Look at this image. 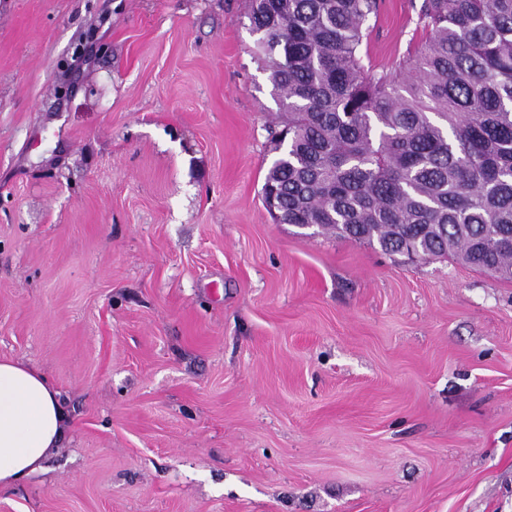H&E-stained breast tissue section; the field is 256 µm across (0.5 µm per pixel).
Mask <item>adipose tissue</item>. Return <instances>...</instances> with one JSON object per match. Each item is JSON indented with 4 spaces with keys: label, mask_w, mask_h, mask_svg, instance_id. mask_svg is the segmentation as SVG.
<instances>
[{
    "label": "adipose tissue",
    "mask_w": 512,
    "mask_h": 512,
    "mask_svg": "<svg viewBox=\"0 0 512 512\" xmlns=\"http://www.w3.org/2000/svg\"><path fill=\"white\" fill-rule=\"evenodd\" d=\"M69 414L40 372L0 359V493L42 471L60 446Z\"/></svg>",
    "instance_id": "1"
}]
</instances>
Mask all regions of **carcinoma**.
Segmentation results:
<instances>
[{
  "label": "carcinoma",
  "mask_w": 512,
  "mask_h": 512,
  "mask_svg": "<svg viewBox=\"0 0 512 512\" xmlns=\"http://www.w3.org/2000/svg\"><path fill=\"white\" fill-rule=\"evenodd\" d=\"M378 0H247L284 115L261 188L319 224L512 279V0H423L427 38L391 77L368 62Z\"/></svg>",
  "instance_id": "carcinoma-1"
}]
</instances>
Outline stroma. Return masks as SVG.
I'll list each match as a JSON object with an SVG mask.
<instances>
[{
	"instance_id": "obj_1",
	"label": "stroma",
	"mask_w": 512,
	"mask_h": 512,
	"mask_svg": "<svg viewBox=\"0 0 512 512\" xmlns=\"http://www.w3.org/2000/svg\"><path fill=\"white\" fill-rule=\"evenodd\" d=\"M245 12L0 0V358L71 412L0 512H512V279L276 223Z\"/></svg>"
}]
</instances>
